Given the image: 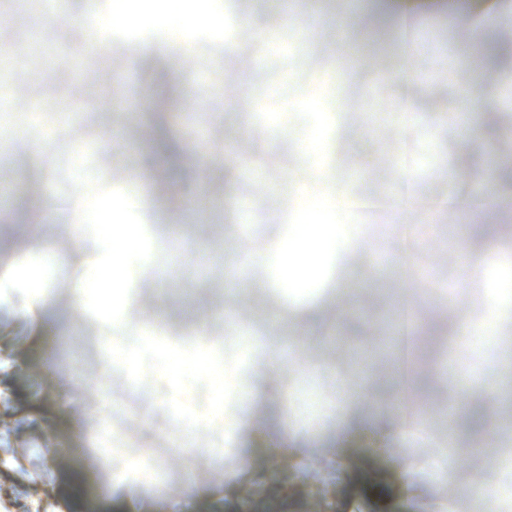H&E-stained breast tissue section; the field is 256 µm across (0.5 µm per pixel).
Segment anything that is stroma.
I'll return each instance as SVG.
<instances>
[{"mask_svg":"<svg viewBox=\"0 0 512 512\" xmlns=\"http://www.w3.org/2000/svg\"><path fill=\"white\" fill-rule=\"evenodd\" d=\"M221 6V32L185 42L162 25L109 27L74 73L65 61L83 52V29L56 15L106 23L112 0H0V46L15 54L0 69V501L10 512H482L480 489L498 497L512 482V207L452 217L446 203L452 191L512 192V81L475 48L512 43V0H419L405 25L370 0H318L314 15L297 0ZM34 29L57 65L25 56ZM346 42L356 57L335 54ZM134 43L163 53L131 58ZM64 100L72 118L33 135L29 114ZM163 132L173 177L148 148ZM299 187L315 200L410 193L420 207L407 220L391 207L330 212L324 274L291 288L258 254L301 223L289 205ZM42 191L161 198L125 217L152 273L130 256L120 315L98 309L95 288L79 301L71 290L108 259L99 224L71 235L61 208L28 230ZM471 224L498 230L474 240ZM403 295L417 320L453 331L423 361L432 389L412 399L417 426L401 438L399 394L380 380L383 316ZM475 305L484 318L459 330ZM314 306L312 324L300 313ZM472 340L479 355L463 359ZM410 457L422 468L406 488Z\"/></svg>","mask_w":512,"mask_h":512,"instance_id":"stroma-1","label":"stroma"}]
</instances>
